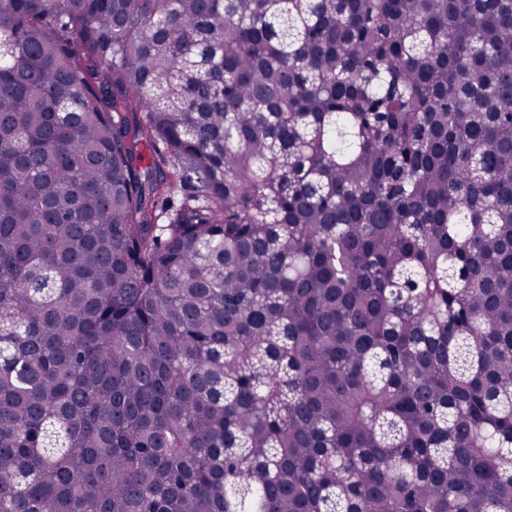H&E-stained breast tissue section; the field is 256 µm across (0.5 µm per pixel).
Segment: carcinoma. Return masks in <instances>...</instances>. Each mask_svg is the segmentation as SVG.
<instances>
[{
    "label": "carcinoma",
    "instance_id": "1",
    "mask_svg": "<svg viewBox=\"0 0 512 512\" xmlns=\"http://www.w3.org/2000/svg\"><path fill=\"white\" fill-rule=\"evenodd\" d=\"M0 512H512V0H0Z\"/></svg>",
    "mask_w": 512,
    "mask_h": 512
}]
</instances>
